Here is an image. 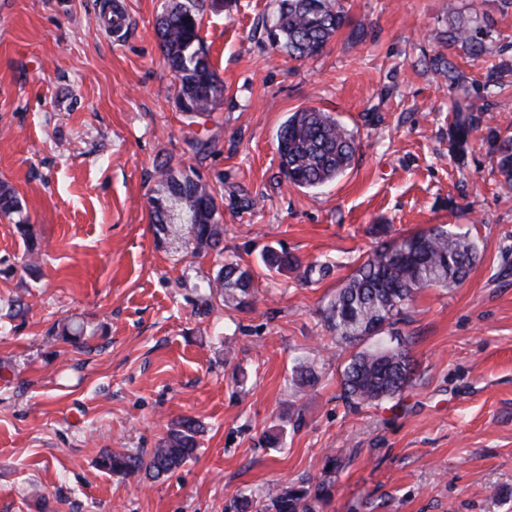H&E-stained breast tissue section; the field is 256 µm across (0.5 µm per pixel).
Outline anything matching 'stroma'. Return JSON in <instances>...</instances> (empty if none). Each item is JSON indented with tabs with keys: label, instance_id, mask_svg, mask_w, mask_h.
I'll return each mask as SVG.
<instances>
[{
	"label": "stroma",
	"instance_id": "1",
	"mask_svg": "<svg viewBox=\"0 0 512 512\" xmlns=\"http://www.w3.org/2000/svg\"><path fill=\"white\" fill-rule=\"evenodd\" d=\"M166 3L0 0V180L34 230L0 217V512H235L306 480L328 485L314 512H512V188L481 143L455 165L454 94L423 63L445 51L485 96L484 121L512 135V76L484 94L488 56L436 40L450 17L484 15L511 55L512 0H348V24L304 60L266 38L278 0H224L200 28L224 97L194 116L158 48ZM309 107L357 144L317 190L289 185L276 150ZM166 158L214 187L223 254L158 247L147 198ZM441 224L470 233L479 262L410 303L412 383L346 404L353 350L323 308L379 241ZM267 248L333 268L270 272ZM237 257L252 305L203 306L206 278ZM67 317L85 323L84 348L51 336ZM299 359L315 385L292 384ZM184 416L206 428L195 460L154 482L99 467L104 449L150 451Z\"/></svg>",
	"mask_w": 512,
	"mask_h": 512
}]
</instances>
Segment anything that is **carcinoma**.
Listing matches in <instances>:
<instances>
[{
    "instance_id": "1",
    "label": "carcinoma",
    "mask_w": 512,
    "mask_h": 512,
    "mask_svg": "<svg viewBox=\"0 0 512 512\" xmlns=\"http://www.w3.org/2000/svg\"><path fill=\"white\" fill-rule=\"evenodd\" d=\"M204 0H173L160 13L155 33L164 61L178 80L177 101L181 111L210 112L224 97V82L216 74L208 55L200 48V12ZM344 0H279L271 26L265 27L271 45L296 60L322 53L332 37L346 23ZM490 22L478 16L457 17L438 39L479 57L491 53L486 44ZM499 61L486 69L483 89L499 85L500 73L512 62L499 50ZM426 67L440 75L455 90L464 80L459 66L442 53L424 59ZM485 107L468 98L454 102L449 127V146L456 164L466 163L471 135L479 128ZM483 140L496 157L497 170L512 185V138L503 137L493 127H485ZM357 151L356 138L329 112L316 108L300 109L288 116L277 136L281 173L299 188L319 189L343 175ZM157 180L148 199L150 223L157 244L195 251L221 250L224 225L219 219L215 196L209 184L192 170H176L170 162L155 167ZM21 201L15 190L0 181V216H19L16 224L28 237L30 225L21 217ZM270 271L303 269L310 281L330 272L327 262L302 265L287 253L269 248L261 257ZM479 250L475 239L445 226L412 233L383 243L347 278L323 311L324 323L336 341L354 348L366 340L373 344L355 352L342 372L344 399L352 404L375 403L398 396L412 381L414 362L406 350L407 339L396 325L405 320L406 305L421 288H448L463 282L475 263ZM253 274L238 261H227L203 284L204 296L237 307L250 303ZM75 346L84 335V324L68 319L53 331ZM318 380L314 368L298 363L294 382L311 386ZM200 423L184 417L149 452H121L105 449L101 468L125 476L143 475L156 481L192 459L198 450ZM324 483L298 488L282 487L265 492L263 512H311L310 501L321 498Z\"/></svg>"
}]
</instances>
